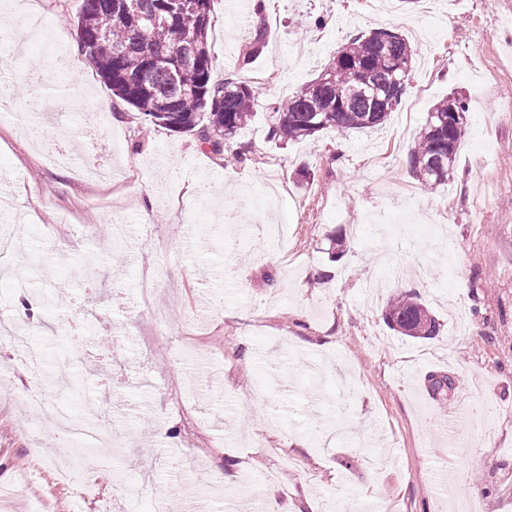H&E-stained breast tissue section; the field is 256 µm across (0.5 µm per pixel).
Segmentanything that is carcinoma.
I'll list each match as a JSON object with an SVG mask.
<instances>
[{
    "instance_id": "cac0c4a2",
    "label": "carcinoma",
    "mask_w": 512,
    "mask_h": 512,
    "mask_svg": "<svg viewBox=\"0 0 512 512\" xmlns=\"http://www.w3.org/2000/svg\"><path fill=\"white\" fill-rule=\"evenodd\" d=\"M81 0L78 45L112 95L147 117L150 125L190 133L216 154L238 162L251 147L235 141L253 117L256 98L243 80L212 78L208 31L215 0ZM266 28L258 25L246 43L240 69L264 49ZM414 50L399 33L381 29L354 37L337 52L314 83L277 101L268 112L269 135L303 141L333 129L360 132L383 125L396 110L411 79ZM468 112L451 95L428 113L408 158L422 183L448 182L458 161ZM390 329L412 339H431L440 324L410 294L393 297L383 311Z\"/></svg>"
}]
</instances>
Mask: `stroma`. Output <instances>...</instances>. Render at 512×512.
<instances>
[{
  "mask_svg": "<svg viewBox=\"0 0 512 512\" xmlns=\"http://www.w3.org/2000/svg\"><path fill=\"white\" fill-rule=\"evenodd\" d=\"M74 68L44 84L39 51L0 58V85L18 87L0 117V258L49 295L20 320L40 351L45 399L99 418L115 440L76 499L62 467L79 468L93 442L70 444L55 418L30 434L13 396L31 384L13 349L0 384V512H263L255 489L269 472L295 512H450L444 482H459L481 512H512V0H234L215 4L208 35L214 80L241 74L258 106L230 163L194 135L144 132V117L112 93L67 38L80 0H24ZM267 38L247 70L251 32ZM385 28L416 51L410 87L379 128L324 130L302 142L268 134L270 104L312 83L349 38ZM465 98L467 131L448 184L425 186L408 155L428 112ZM65 147L67 166L47 162ZM280 188L264 217L224 222L227 199ZM147 227L124 251L112 227ZM347 240L341 257L330 235ZM426 259L421 280L395 277ZM417 294L440 334L415 340L382 319L386 301ZM150 337L111 347L59 373L74 344L110 347L121 325ZM448 377L451 391L433 381ZM78 378L79 391L67 388ZM481 394L500 412L459 419L454 441L438 424ZM187 458L170 466L165 444Z\"/></svg>",
  "mask_w": 512,
  "mask_h": 512,
  "instance_id": "35a3bbf8",
  "label": "stroma"
}]
</instances>
